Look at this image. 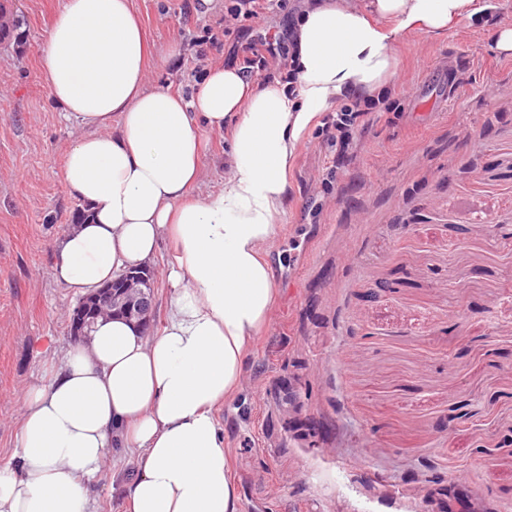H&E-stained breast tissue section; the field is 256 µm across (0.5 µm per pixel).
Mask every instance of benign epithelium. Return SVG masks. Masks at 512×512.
Returning a JSON list of instances; mask_svg holds the SVG:
<instances>
[{
    "label": "benign epithelium",
    "mask_w": 512,
    "mask_h": 512,
    "mask_svg": "<svg viewBox=\"0 0 512 512\" xmlns=\"http://www.w3.org/2000/svg\"><path fill=\"white\" fill-rule=\"evenodd\" d=\"M144 268L131 267L111 283L81 298L73 309L71 334L76 339L89 336L98 318L105 312L113 317L134 320L144 329L152 327L154 295L142 287Z\"/></svg>",
    "instance_id": "7a95c632"
}]
</instances>
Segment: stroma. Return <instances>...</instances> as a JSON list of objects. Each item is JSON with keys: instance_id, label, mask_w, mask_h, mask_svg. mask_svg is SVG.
<instances>
[{"instance_id": "stroma-1", "label": "stroma", "mask_w": 512, "mask_h": 512, "mask_svg": "<svg viewBox=\"0 0 512 512\" xmlns=\"http://www.w3.org/2000/svg\"><path fill=\"white\" fill-rule=\"evenodd\" d=\"M477 2L492 13L395 44L401 109L372 115L354 158L336 166L316 130L298 146L268 253L278 297L221 411L240 512H512V55L493 47L512 0ZM6 3L27 39L0 44V466L21 394L72 341L79 297L52 244L81 207L61 168L83 133L41 78L60 0ZM133 4L178 51L154 82L188 95L242 64L229 0ZM226 152L209 134L197 193L222 188Z\"/></svg>"}]
</instances>
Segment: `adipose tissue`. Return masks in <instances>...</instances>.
Segmentation results:
<instances>
[{
    "label": "adipose tissue",
    "mask_w": 512,
    "mask_h": 512,
    "mask_svg": "<svg viewBox=\"0 0 512 512\" xmlns=\"http://www.w3.org/2000/svg\"><path fill=\"white\" fill-rule=\"evenodd\" d=\"M476 0H306L292 80L204 70L191 96L148 81L155 55L132 0H61L39 46L42 79L84 133L64 186L86 218L55 248L53 276L88 294L173 242L174 291L159 333L99 321L48 382L23 392L17 463L0 467V512H93L108 455L123 512H239L220 411L240 389L276 282L265 250L288 202L295 150L321 115L393 86L394 43L477 15ZM229 135L224 187L192 195L205 135Z\"/></svg>",
    "instance_id": "adipose-tissue-1"
}]
</instances>
